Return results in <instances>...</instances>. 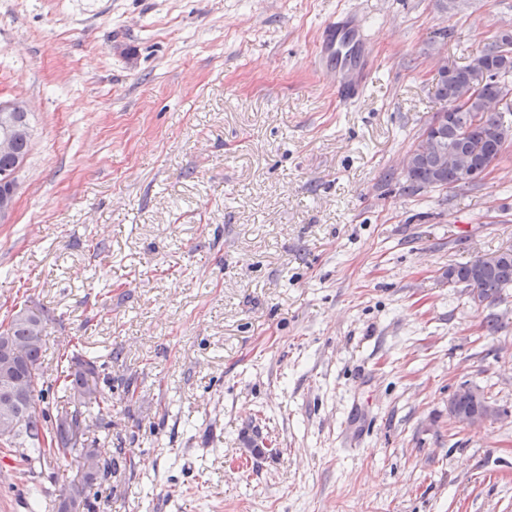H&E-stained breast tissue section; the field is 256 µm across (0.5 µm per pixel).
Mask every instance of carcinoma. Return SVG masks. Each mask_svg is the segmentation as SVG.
Masks as SVG:
<instances>
[{
    "label": "carcinoma",
    "mask_w": 512,
    "mask_h": 512,
    "mask_svg": "<svg viewBox=\"0 0 512 512\" xmlns=\"http://www.w3.org/2000/svg\"><path fill=\"white\" fill-rule=\"evenodd\" d=\"M484 71L487 78L478 89L480 100H495L504 92L512 91V33H504L485 44L467 65L444 67L433 78L435 96L446 106L433 113L410 146V151L415 153L414 165L406 175L410 193L465 186L457 171L442 161L449 152L465 156L473 167L483 170L501 156L499 135L512 129V123L506 120V116L512 117V107L500 112H483L478 103L468 109L457 106L466 86ZM439 116L442 122L436 129L433 122ZM426 139H433L436 144L432 150L421 152L420 144ZM448 282L472 289L481 302L495 301L506 289L512 288V250L504 251L492 263L478 257L450 267ZM46 325L44 312L32 307L20 308L7 324H0V352L18 350L20 359L11 376L23 382L30 392L28 400L17 407L27 419L5 444L26 448L45 461L74 456L78 467H85L87 471L83 472L82 479L73 480L64 488L58 512H68L70 499L78 500L80 506L93 512L95 506L88 502L86 489L106 480L112 473V461L101 458L86 438L87 420L101 419L112 410V396L99 385L106 363L99 362L98 356L89 354L79 342L70 355L60 358L51 385L59 386L68 394L76 408L60 413L52 426H47L46 417L37 413L36 407V402L45 399L41 358L47 339ZM452 400L463 409L476 406L473 389L469 387L459 388Z\"/></svg>",
    "instance_id": "obj_1"
}]
</instances>
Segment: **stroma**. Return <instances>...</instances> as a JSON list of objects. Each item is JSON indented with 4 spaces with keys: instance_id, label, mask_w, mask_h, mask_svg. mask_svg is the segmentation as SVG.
Segmentation results:
<instances>
[{
    "instance_id": "1",
    "label": "stroma",
    "mask_w": 512,
    "mask_h": 512,
    "mask_svg": "<svg viewBox=\"0 0 512 512\" xmlns=\"http://www.w3.org/2000/svg\"><path fill=\"white\" fill-rule=\"evenodd\" d=\"M349 12L374 67L343 102L312 56ZM506 31L512 0H0L31 127L0 322L43 310L48 371L111 354L96 512H512V289L446 276L512 248V145L474 188L399 169L443 63ZM463 385L500 419H450ZM78 473L0 448V512Z\"/></svg>"
}]
</instances>
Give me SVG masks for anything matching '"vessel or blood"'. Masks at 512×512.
<instances>
[{"label":"vessel or blood","mask_w":512,"mask_h":512,"mask_svg":"<svg viewBox=\"0 0 512 512\" xmlns=\"http://www.w3.org/2000/svg\"><path fill=\"white\" fill-rule=\"evenodd\" d=\"M366 42L361 21L352 16L329 20L322 30L316 56L332 60L336 88L344 98L359 97L367 83Z\"/></svg>","instance_id":"1"}]
</instances>
